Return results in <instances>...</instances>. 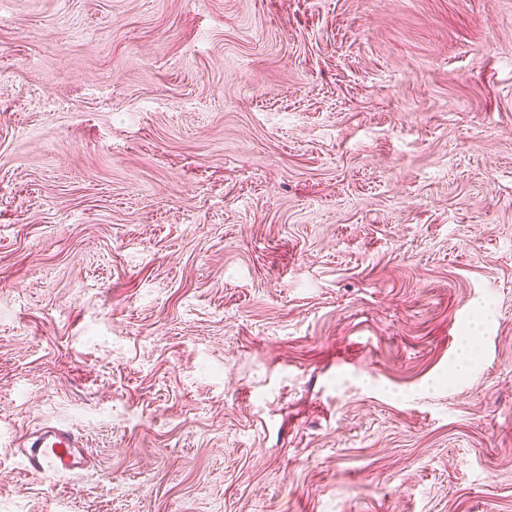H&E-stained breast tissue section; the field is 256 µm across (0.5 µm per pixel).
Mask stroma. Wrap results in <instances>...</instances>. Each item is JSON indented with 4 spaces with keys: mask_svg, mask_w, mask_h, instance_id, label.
Listing matches in <instances>:
<instances>
[{
    "mask_svg": "<svg viewBox=\"0 0 512 512\" xmlns=\"http://www.w3.org/2000/svg\"><path fill=\"white\" fill-rule=\"evenodd\" d=\"M0 512H512V0H0ZM20 459L25 471L44 477H66L89 467L80 438L63 426L42 427L27 439Z\"/></svg>",
    "mask_w": 512,
    "mask_h": 512,
    "instance_id": "obj_1",
    "label": "stroma"
}]
</instances>
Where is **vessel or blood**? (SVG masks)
Wrapping results in <instances>:
<instances>
[{
  "label": "vessel or blood",
  "mask_w": 512,
  "mask_h": 512,
  "mask_svg": "<svg viewBox=\"0 0 512 512\" xmlns=\"http://www.w3.org/2000/svg\"><path fill=\"white\" fill-rule=\"evenodd\" d=\"M20 459L25 471L44 477H65L89 467L80 438L63 426L42 427L27 439Z\"/></svg>",
  "instance_id": "obj_1"
}]
</instances>
